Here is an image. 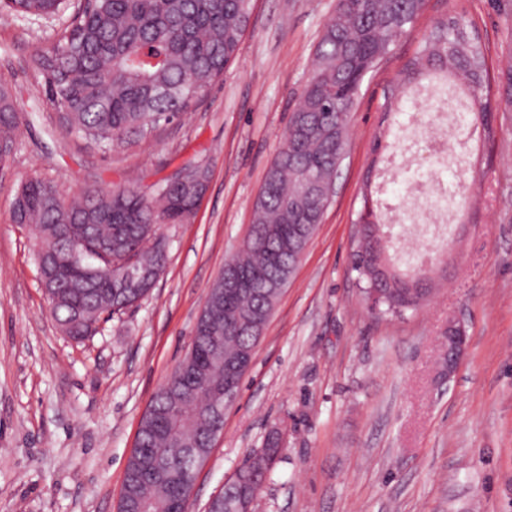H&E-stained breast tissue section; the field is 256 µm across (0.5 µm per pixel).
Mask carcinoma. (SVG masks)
<instances>
[{"mask_svg":"<svg viewBox=\"0 0 512 512\" xmlns=\"http://www.w3.org/2000/svg\"><path fill=\"white\" fill-rule=\"evenodd\" d=\"M253 0H81L71 23L47 48L29 60L32 76L57 113L59 124L89 144L132 146L162 124L183 116L203 98L235 59L249 26ZM63 0H8L18 14L49 17ZM426 0H338L317 46V63L286 131L284 147L271 163L254 202L253 224L240 251L212 285L204 309L218 313L222 352H210L205 322L197 321L186 360L197 364L167 381L144 415L128 459L119 512H140L139 501L167 512L171 499L188 490L184 462L190 444L206 436L213 421L204 408L207 390L224 386L225 363L254 348L251 322H268L280 291L270 287L288 278V269L314 236L331 198L306 196L310 183H335L336 143L347 141L365 76L388 53L398 34L422 15ZM443 78L466 105L453 127L457 142L472 125L489 122L491 92L485 48L465 19L436 21L419 56L406 65L400 82L413 85L429 73ZM19 115L9 83L0 80V161L13 152ZM193 191L166 179L154 199L133 186L89 190L65 200L52 184L30 179L19 188L13 220L29 227L49 270L51 313L75 340L92 335L103 315L133 306L146 293L118 288L127 263L156 266L160 244L145 247L157 224H178L192 214ZM370 240L357 241L351 269L380 295L383 315L417 310L433 290L432 267L446 271L452 249L434 262L414 257L397 263L390 254L385 212L373 205ZM80 246L109 254L114 273L100 274L68 255L72 236ZM251 275L247 289L224 297V277ZM279 455L276 434L252 461V480L224 488L222 504L254 494Z\"/></svg>","mask_w":512,"mask_h":512,"instance_id":"obj_1","label":"carcinoma"}]
</instances>
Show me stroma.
<instances>
[{
  "instance_id": "obj_1",
  "label": "stroma",
  "mask_w": 512,
  "mask_h": 512,
  "mask_svg": "<svg viewBox=\"0 0 512 512\" xmlns=\"http://www.w3.org/2000/svg\"><path fill=\"white\" fill-rule=\"evenodd\" d=\"M337 0H253L235 61L179 120L104 150L59 126L27 66L65 15L0 10V76L19 112L0 162V512H116L127 459L158 389L189 353L208 290L252 223L253 204L316 59ZM475 26L492 74L512 56V0H426V10L361 86L346 156L322 222L280 295L224 429L200 466L188 512H206L238 467L283 436L254 512H512V102L497 99L490 163L451 173L477 196L447 276L417 311L379 316L351 269L365 186L390 212L447 135L415 119L436 85L386 95L437 19ZM388 148L374 153L377 138ZM208 172L192 216L159 225L166 268L138 304L81 341L61 331L40 285L27 227L12 220L22 182L70 198L135 186L153 197L186 163ZM467 345L439 374L449 321Z\"/></svg>"
}]
</instances>
